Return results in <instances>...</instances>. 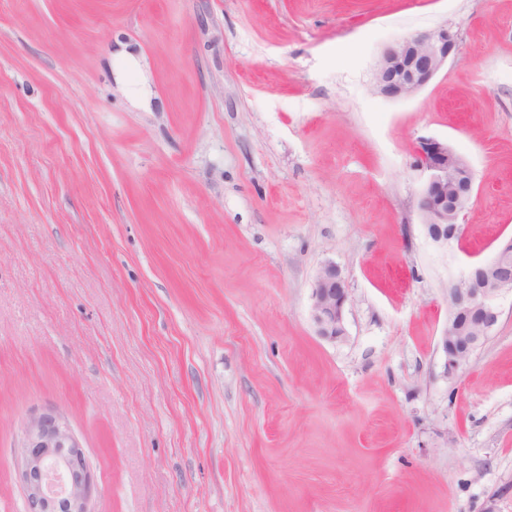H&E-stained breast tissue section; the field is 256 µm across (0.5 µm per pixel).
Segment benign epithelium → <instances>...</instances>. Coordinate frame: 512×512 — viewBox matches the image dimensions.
<instances>
[{
	"instance_id": "7a95c632",
	"label": "benign epithelium",
	"mask_w": 512,
	"mask_h": 512,
	"mask_svg": "<svg viewBox=\"0 0 512 512\" xmlns=\"http://www.w3.org/2000/svg\"><path fill=\"white\" fill-rule=\"evenodd\" d=\"M457 37L446 28L421 32L390 45L374 73L377 93L407 98L418 93L455 57ZM417 168L426 174L419 207L431 241L446 249L461 238L459 222L474 190L470 165L448 142L420 141ZM512 239L499 243L493 257L470 267L448 287V324L440 338L445 373L461 369L489 336L500 317V299L512 291ZM347 281L333 262L319 269L311 294L316 334L337 341L346 336ZM18 478L26 494L27 512H88L93 487L82 443L68 422L47 409L24 424Z\"/></svg>"
}]
</instances>
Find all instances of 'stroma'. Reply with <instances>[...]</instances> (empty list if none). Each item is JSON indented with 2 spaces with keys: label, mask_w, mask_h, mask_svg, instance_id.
I'll list each match as a JSON object with an SVG mask.
<instances>
[{
  "label": "stroma",
  "mask_w": 512,
  "mask_h": 512,
  "mask_svg": "<svg viewBox=\"0 0 512 512\" xmlns=\"http://www.w3.org/2000/svg\"><path fill=\"white\" fill-rule=\"evenodd\" d=\"M440 27L457 58L377 93L384 49ZM428 137L469 163L489 259L512 0H0V512H24L21 426L49 408L90 512H512V295L445 376L467 266L427 236ZM329 261L336 342L311 320ZM350 298L347 281L333 262L319 269L311 294V319L316 334L337 341L346 336L345 309Z\"/></svg>",
  "instance_id": "stroma-1"
}]
</instances>
